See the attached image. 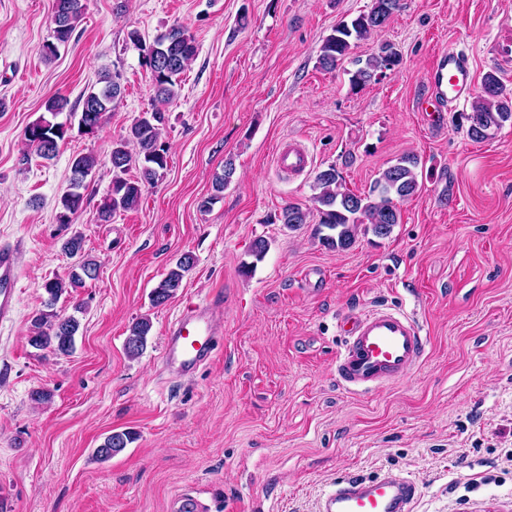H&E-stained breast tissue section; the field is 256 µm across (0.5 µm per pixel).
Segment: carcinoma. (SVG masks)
Wrapping results in <instances>:
<instances>
[{"label":"carcinoma","mask_w":512,"mask_h":512,"mask_svg":"<svg viewBox=\"0 0 512 512\" xmlns=\"http://www.w3.org/2000/svg\"><path fill=\"white\" fill-rule=\"evenodd\" d=\"M61 10L53 20L51 39L44 42L40 49L42 59L54 60L59 48L67 44L80 22L84 11V0H59ZM401 9V0H372L368 12L361 13L349 21H341L325 37L318 55V65L323 70H334L346 57L355 43L367 38L380 28V20L393 16ZM129 40L140 46L142 64L150 74L155 90L156 105L150 112H144L134 118L127 137L112 143L109 161L112 166V188L98 209L99 221L107 224L112 216L122 210L127 211L138 206L142 196V186L159 179L167 168L168 148L161 141L162 129L168 121L167 108L178 97V78L189 62L196 56L197 44L194 35L185 27L174 25L159 34L153 42L147 44L141 40L138 31L129 33ZM401 63L395 47L390 43L379 46L377 53L365 61H357V68L350 77L354 88H362L376 77L387 71H393ZM121 94L117 76L103 71L96 85L83 99L80 113L73 112L69 100L61 95L48 99L45 112L48 116L28 125L24 131V140L33 147L37 155L45 160L56 157L59 143L64 141L69 126L56 123L50 127L43 123L66 112L78 117V128L89 127L90 133L97 132L103 125L105 116L112 111L113 104ZM476 123L469 125L468 134L474 141L486 139L487 128H502L512 123V90L507 89L498 76V70L487 71L481 80L478 101L472 106ZM98 165L91 154L75 156L70 164V177L67 190L57 203L56 216L62 223L70 222V215L76 213L84 200L83 191L88 186L87 179ZM132 166L138 168L139 177H125ZM423 168L417 154H402L396 163L387 167L370 187L366 196L357 195L342 184V178L336 166L330 165L316 172L313 181V206L304 208L290 203L282 208L279 221L291 231L313 224V235L324 246L336 251H345L355 242L358 228L368 224L374 234L386 236L392 227L400 223L401 213L397 201L407 200L421 190L419 170ZM236 175L233 159L224 161L222 174L215 176L214 189L221 193ZM82 237L74 235L63 244V251L71 258L79 260L71 266L67 278H54L43 284L47 300L45 310L33 319L36 333L30 337V343L38 349L50 348L61 354H68L75 346V336L79 330V321L73 316H61L54 312V306L67 289L85 287L86 281L97 277V264L81 257ZM269 249L268 241L258 239L251 246V255L255 261L242 266V272L250 273L255 263L261 261ZM195 258L191 253L182 254L171 267L159 285L151 294V304L160 307L166 304L181 288L183 280L192 271ZM152 328L149 318L143 317L132 324L126 338L125 349L128 355L137 356L147 344V336ZM133 442L129 431H114L106 437L102 447L95 449L99 461H107L127 448Z\"/></svg>","instance_id":"cac0c4a2"}]
</instances>
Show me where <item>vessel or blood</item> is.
I'll return each instance as SVG.
<instances>
[{
	"label": "vessel or blood",
	"mask_w": 512,
	"mask_h": 512,
	"mask_svg": "<svg viewBox=\"0 0 512 512\" xmlns=\"http://www.w3.org/2000/svg\"><path fill=\"white\" fill-rule=\"evenodd\" d=\"M432 99L457 103L472 92L469 67L461 52L441 53L428 73ZM279 169L300 171L309 155L295 143L280 144ZM17 243L0 244V324L9 321L18 300ZM221 322L219 307L195 306L169 329L163 362L172 370L192 371L214 352L213 336ZM344 338L336 358V376L348 390L362 392L407 376L422 359L425 340L413 318L392 308L349 310L339 317ZM417 488L406 477L387 472L371 479L350 478L320 502L319 512H410Z\"/></svg>",
	"instance_id": "b4317fda"
}]
</instances>
